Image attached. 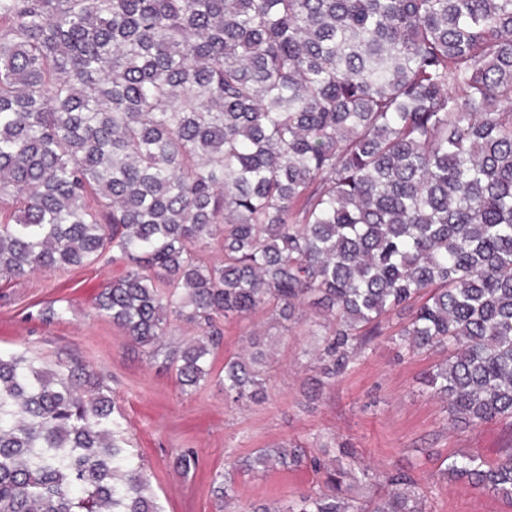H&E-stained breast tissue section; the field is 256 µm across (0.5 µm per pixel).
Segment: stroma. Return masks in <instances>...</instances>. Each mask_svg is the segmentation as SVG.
Masks as SVG:
<instances>
[{
	"instance_id": "35a3bbf8",
	"label": "stroma",
	"mask_w": 512,
	"mask_h": 512,
	"mask_svg": "<svg viewBox=\"0 0 512 512\" xmlns=\"http://www.w3.org/2000/svg\"><path fill=\"white\" fill-rule=\"evenodd\" d=\"M122 271L93 263L0 280V354H23L48 368L79 361L101 374L121 414L126 444L144 460L165 512H215L211 480L225 462L277 447L304 449L308 459L259 475L239 474L238 512L264 503L282 506L301 492L319 490L324 469L340 461L356 471L372 469L370 482L349 492L356 507L383 498L385 476L402 472L417 481L426 512H512V501L444 474L455 459L494 463L512 451V421L473 427L454 422L447 403L422 385L424 373L446 351L401 349L393 340L396 323H383L335 384L315 396L316 343L307 333L308 319L285 331L259 312L224 321L214 368L222 370L225 357L248 353L250 337L260 338L267 355L266 401L231 403L213 381L186 394L174 369L162 367L97 315L96 296ZM50 306L64 309V320L44 321L41 312ZM179 448L194 450V470L177 469ZM314 456L321 469L311 465Z\"/></svg>"
}]
</instances>
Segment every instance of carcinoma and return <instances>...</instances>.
I'll return each instance as SVG.
<instances>
[{
  "label": "carcinoma",
  "mask_w": 512,
  "mask_h": 512,
  "mask_svg": "<svg viewBox=\"0 0 512 512\" xmlns=\"http://www.w3.org/2000/svg\"><path fill=\"white\" fill-rule=\"evenodd\" d=\"M0 213L1 279L123 265L95 309L184 392L220 318L308 305L321 384L396 319L448 351L425 385L453 420L512 419V0H0ZM173 319L202 334L167 347ZM263 374L225 359V398ZM304 458L215 473L216 512L239 469ZM448 472L512 500V453ZM350 477L252 512H353ZM386 483L372 512H423ZM0 512H162L83 363L0 356Z\"/></svg>",
  "instance_id": "1"
}]
</instances>
